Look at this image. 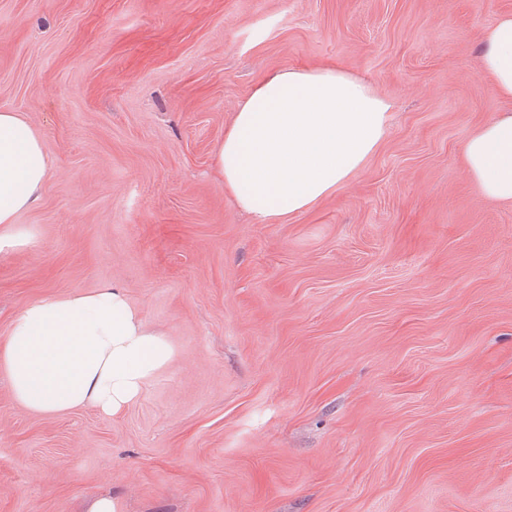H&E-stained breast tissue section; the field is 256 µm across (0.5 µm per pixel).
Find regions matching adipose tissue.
<instances>
[{"label": "adipose tissue", "mask_w": 512, "mask_h": 512, "mask_svg": "<svg viewBox=\"0 0 512 512\" xmlns=\"http://www.w3.org/2000/svg\"><path fill=\"white\" fill-rule=\"evenodd\" d=\"M480 56L482 75L512 101V13L486 27ZM391 108L334 67L272 71L240 103L212 165L225 193L256 223L283 221L362 166L385 137ZM462 155L483 197L512 204V111L474 131ZM48 170L43 144L23 115L0 111V253L33 244L16 217L36 203ZM172 356L162 333L115 285L28 301L0 341V371L14 399L50 415L84 406L118 414Z\"/></svg>", "instance_id": "obj_1"}]
</instances>
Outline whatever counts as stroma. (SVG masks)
Here are the masks:
<instances>
[{
	"instance_id": "35a3bbf8",
	"label": "stroma",
	"mask_w": 512,
	"mask_h": 512,
	"mask_svg": "<svg viewBox=\"0 0 512 512\" xmlns=\"http://www.w3.org/2000/svg\"><path fill=\"white\" fill-rule=\"evenodd\" d=\"M512 0H0V110L50 160L0 253L24 303L124 289L174 355L121 413L0 373V512H512V206L463 167L511 104L480 35ZM393 104L324 201L254 223L212 169L268 72Z\"/></svg>"
}]
</instances>
